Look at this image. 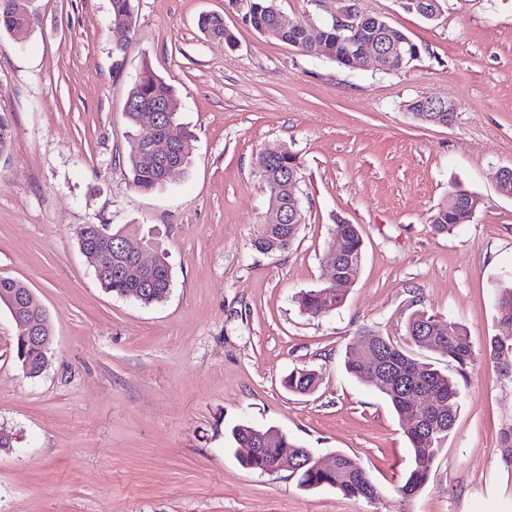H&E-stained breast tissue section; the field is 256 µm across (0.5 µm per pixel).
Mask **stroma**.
<instances>
[{
  "label": "stroma",
  "mask_w": 512,
  "mask_h": 512,
  "mask_svg": "<svg viewBox=\"0 0 512 512\" xmlns=\"http://www.w3.org/2000/svg\"><path fill=\"white\" fill-rule=\"evenodd\" d=\"M434 19L408 0H359L420 48L417 60L349 69L254 31L229 0H134L116 52L111 0H37L23 40L0 35V277L45 308L47 363L26 377L18 330L0 310V512H512L499 432L512 383L485 348L512 334L497 294L512 278V0H440ZM287 19L331 22L341 0H277ZM218 14L233 42L201 32ZM151 68L176 92L195 135L190 166L143 194L132 185L127 91ZM419 97L452 102L450 126L415 119ZM299 160L302 222L284 250L254 241L269 208L260 154ZM483 203L438 235L448 196ZM357 225L361 266L343 305L318 316L298 297L321 288L338 220ZM138 241L153 230L172 266L167 298L145 306L101 289L80 225ZM417 311L464 325L475 360L459 381L456 423L430 478L396 493L412 463L405 425L383 395L346 373L370 330L407 346ZM315 370L314 393L283 385ZM275 428L314 456H357L375 500L243 467L234 426Z\"/></svg>",
  "instance_id": "1"
}]
</instances>
